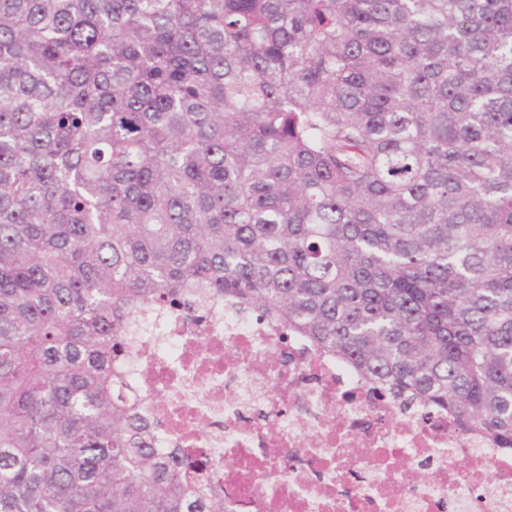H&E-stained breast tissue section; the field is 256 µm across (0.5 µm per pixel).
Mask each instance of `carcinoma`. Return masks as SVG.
<instances>
[{"label":"carcinoma","mask_w":512,"mask_h":512,"mask_svg":"<svg viewBox=\"0 0 512 512\" xmlns=\"http://www.w3.org/2000/svg\"><path fill=\"white\" fill-rule=\"evenodd\" d=\"M189 288L512 451V0H0V512H228L113 370Z\"/></svg>","instance_id":"1"}]
</instances>
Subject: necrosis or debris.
Segmentation results:
<instances>
[{"mask_svg":"<svg viewBox=\"0 0 512 512\" xmlns=\"http://www.w3.org/2000/svg\"><path fill=\"white\" fill-rule=\"evenodd\" d=\"M135 312L121 378L231 512H512V454L228 299Z\"/></svg>","mask_w":512,"mask_h":512,"instance_id":"4bbe7bcc","label":"necrosis or debris"}]
</instances>
